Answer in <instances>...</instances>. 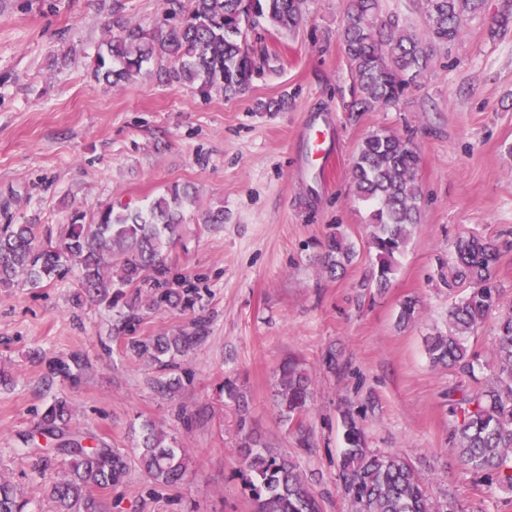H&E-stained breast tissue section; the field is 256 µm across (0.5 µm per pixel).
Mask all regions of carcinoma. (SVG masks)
<instances>
[{
	"label": "carcinoma",
	"instance_id": "carcinoma-1",
	"mask_svg": "<svg viewBox=\"0 0 512 512\" xmlns=\"http://www.w3.org/2000/svg\"><path fill=\"white\" fill-rule=\"evenodd\" d=\"M302 0H161L162 16L152 31L118 16L107 24L108 35L98 51L94 76L117 85L130 82L148 64L158 80L196 88L203 95L217 91L231 99L259 74L254 49L243 39L245 29L269 25L288 31L301 22ZM486 0H424L426 25L417 35L396 15H380L379 0H347L342 40L354 71L365 110L395 104L409 81L427 69L431 50L457 40L468 21L484 14ZM419 155L413 142L381 129L361 143L352 165L358 196L372 203L369 245L377 265L365 287L385 289L396 270L411 228L419 223L420 192L416 180ZM194 203L187 186L173 185L150 207V219L117 212L108 205L92 215L74 212L58 233L46 230L39 242L33 224L0 225V289L23 280L37 286L68 274L76 280V301L90 300L118 310L124 324L144 311L193 307L190 290L170 288V268L163 248L179 235L184 209ZM499 247L472 232L454 242L448 262V287L466 286L448 310V331L425 339L435 366L449 367L462 377L473 376V355L466 339L499 307L495 269ZM355 257L354 246L331 233L323 243L322 267L336 275ZM149 285L147 292L140 288ZM138 292L129 295L127 289ZM418 300H403L398 324L418 315ZM204 323L192 333L133 340L129 349L165 370L175 366L202 338ZM494 377L468 390L448 389V412L454 418L453 450L476 475L512 489V312L501 315L492 347ZM88 367L80 353L47 362L51 377L75 385ZM276 408L281 421L302 431V418L313 397L311 379L295 365L282 368L277 382ZM71 420L65 400H56L41 417L42 433L58 437ZM344 445L338 467L341 489L351 512H459L456 501L434 499L425 480L404 456L378 453L366 446L362 425L351 412L343 415ZM241 465L249 473L255 512H322L319 499L303 479L298 465L270 451L245 433ZM63 474L52 488L55 512H105L92 493L120 483L127 472L124 456L104 443L85 447L80 439L62 443ZM184 448L166 443L153 426L143 427L138 462L154 481L174 485L185 480ZM28 500L15 483L0 479V512H26Z\"/></svg>",
	"mask_w": 512,
	"mask_h": 512
}]
</instances>
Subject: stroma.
Segmentation results:
<instances>
[{"label":"stroma","instance_id":"stroma-1","mask_svg":"<svg viewBox=\"0 0 512 512\" xmlns=\"http://www.w3.org/2000/svg\"><path fill=\"white\" fill-rule=\"evenodd\" d=\"M153 28L159 0H0V224L59 228L73 211L118 202L148 211L167 187L197 193L185 224L165 250L173 273L194 289L193 307L144 313L118 328L115 312L74 306V278L0 290V477L23 485L29 512H54L57 441L41 415L65 398V438L105 442L129 461L121 484L95 489L108 512H252L240 470V422L295 460L323 512H350L336 475L344 449L343 413H358L368 448L411 459L433 498L465 512H512V491L487 485L452 450L449 368L433 366L424 339L445 329L453 300L440 279L455 238L473 231L500 248V308L512 311V26L489 36L492 16L512 0H488L485 15L435 49L426 72L400 100L352 109L354 74L341 29L345 0H304L294 31L268 30L249 42L262 73L232 99L159 83L153 66L112 85L93 73L113 5ZM285 100L259 112L257 101ZM319 124L335 154L331 169L306 164L304 132ZM411 138L419 154L421 221L397 258L389 288L363 287L375 255L366 224L370 203L350 170L370 133ZM223 207L220 224L200 223ZM346 233L357 256L343 276L321 268L320 244ZM419 301L400 326L402 301ZM203 339L176 360L177 392L163 393L158 367L128 349L134 339L189 332ZM498 317L469 337L474 382L494 374ZM78 352L91 368L80 384L48 378L47 359ZM335 366H328V354ZM312 380L303 431L280 423L275 390L282 366ZM239 394H220L224 382ZM186 449L183 484H155L136 462L142 425ZM308 447H301L299 435Z\"/></svg>","mask_w":512,"mask_h":512}]
</instances>
